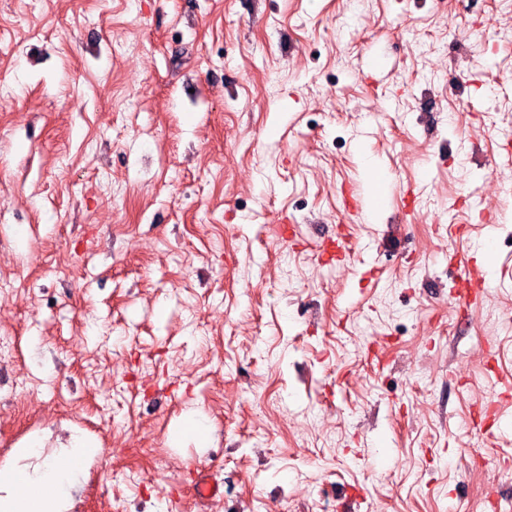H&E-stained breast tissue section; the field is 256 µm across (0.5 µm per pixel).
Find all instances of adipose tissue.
I'll return each mask as SVG.
<instances>
[{"instance_id":"1","label":"adipose tissue","mask_w":512,"mask_h":512,"mask_svg":"<svg viewBox=\"0 0 512 512\" xmlns=\"http://www.w3.org/2000/svg\"><path fill=\"white\" fill-rule=\"evenodd\" d=\"M11 490L0 498V512H58L60 497L75 483L73 467L52 461L35 474H9L4 478Z\"/></svg>"}]
</instances>
